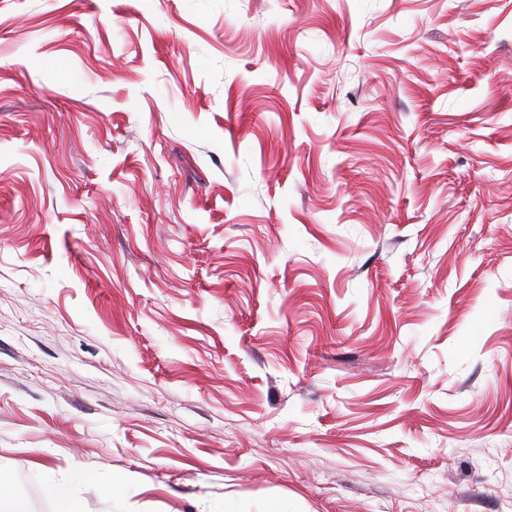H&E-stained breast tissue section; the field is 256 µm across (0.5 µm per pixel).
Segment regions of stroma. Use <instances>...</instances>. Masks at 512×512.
Here are the masks:
<instances>
[{
  "label": "stroma",
  "mask_w": 512,
  "mask_h": 512,
  "mask_svg": "<svg viewBox=\"0 0 512 512\" xmlns=\"http://www.w3.org/2000/svg\"><path fill=\"white\" fill-rule=\"evenodd\" d=\"M54 474L512 512V0H0V480Z\"/></svg>",
  "instance_id": "stroma-1"
}]
</instances>
